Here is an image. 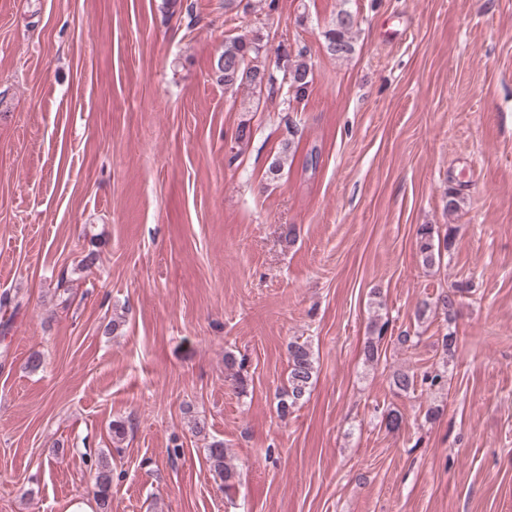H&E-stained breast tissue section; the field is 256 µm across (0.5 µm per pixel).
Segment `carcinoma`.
<instances>
[{"instance_id":"1","label":"carcinoma","mask_w":512,"mask_h":512,"mask_svg":"<svg viewBox=\"0 0 512 512\" xmlns=\"http://www.w3.org/2000/svg\"><path fill=\"white\" fill-rule=\"evenodd\" d=\"M355 27V18L351 11L342 9L332 19L330 26L323 32L326 48L330 55L340 59L346 58L354 50L352 33ZM263 50V37L257 31L232 36L224 41V51L216 62L218 79L226 86L233 87V92L242 88L255 89L261 83H266L269 95L279 93L280 88L275 84L276 78L259 61ZM306 47H301L297 53L284 54L277 62V68L290 76V83L285 86L284 95L287 100L300 102L308 95L311 79L310 70L305 61ZM297 147L293 142L285 143L279 155L268 166V173L276 176L288 158L295 156ZM455 244L453 228H448L439 238L434 237V227L423 224L417 230L416 247L422 257L423 264L430 266L435 257L443 252H451ZM469 291L468 285H458L450 292H445L437 298L435 307L443 311L447 321L453 320L455 306L459 298ZM372 333L376 338L369 341L365 349V358L370 363L380 359V340L386 333V325L373 323ZM224 365L231 372L232 385L238 392H245L247 379L241 375L244 360L237 359L228 353L224 356ZM317 373L315 359L308 341H294L288 344V385L280 395L277 409L280 417L288 416V412L297 403L303 400L310 392L313 380ZM448 381V371L437 369L417 373L413 370H400L393 373L391 385L398 393H407L417 388L441 389ZM207 459L215 476L223 483L224 489L234 487L235 472L227 465L226 450L221 440L211 441L206 448ZM93 470L94 497L102 512H107L112 496V465L107 456H102L91 464Z\"/></svg>"}]
</instances>
